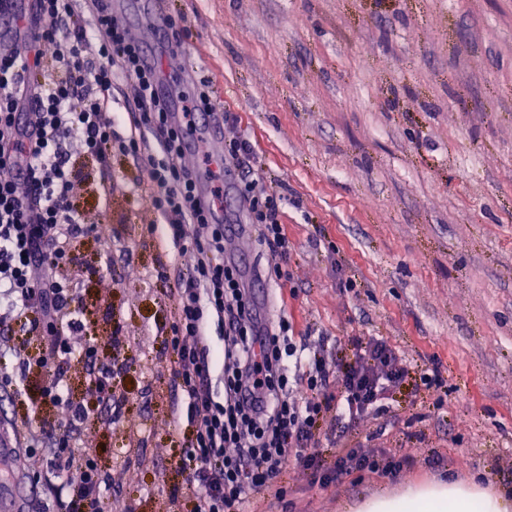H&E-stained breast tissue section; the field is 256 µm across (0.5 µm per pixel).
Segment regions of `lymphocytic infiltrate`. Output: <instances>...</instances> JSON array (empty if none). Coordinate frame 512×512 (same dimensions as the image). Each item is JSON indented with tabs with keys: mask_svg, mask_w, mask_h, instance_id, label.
<instances>
[{
	"mask_svg": "<svg viewBox=\"0 0 512 512\" xmlns=\"http://www.w3.org/2000/svg\"><path fill=\"white\" fill-rule=\"evenodd\" d=\"M118 73L132 85L138 110L129 136L118 132L120 116L112 110ZM156 83L155 70L142 64L140 42L108 0H93L87 18L74 0H34L30 24L16 29L13 43L0 42V348L41 382L40 406L17 422L28 442L44 448L47 469L60 480V512H105L110 481L84 441L112 397L116 367L100 361L99 351L127 342L118 329L106 344L91 339V321L76 305L78 284L67 276L83 264L76 242L88 230L85 211L73 203L76 188L85 184L104 196L118 188L76 167L77 154L103 165L116 154L140 159L139 189L178 249L177 262L162 266L157 278L174 290L166 344L174 384L189 401V451L175 465L197 487L192 512H247L252 493L280 483L293 464L327 481L399 470L403 459L384 448L341 447L330 462L310 452L324 417L348 424L385 414V395L407 374V361L383 339L352 337V358L344 362L325 343L296 342L286 315L260 318L224 255V226L200 197L183 127L172 121ZM252 153L247 140L224 142L225 166L241 172L235 190L256 243L271 258V276L286 280L288 199L255 173ZM213 323L222 329L219 364L208 334ZM17 327L25 341L12 342ZM77 352L88 381L75 398L69 372ZM217 375L224 382L220 401Z\"/></svg>",
	"mask_w": 512,
	"mask_h": 512,
	"instance_id": "lymphocytic-infiltrate-1",
	"label": "lymphocytic infiltrate"
}]
</instances>
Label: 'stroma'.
<instances>
[{
    "label": "stroma",
    "mask_w": 512,
    "mask_h": 512,
    "mask_svg": "<svg viewBox=\"0 0 512 512\" xmlns=\"http://www.w3.org/2000/svg\"><path fill=\"white\" fill-rule=\"evenodd\" d=\"M183 45L169 67L192 94L209 83L237 113L224 134L248 140L251 164L284 181L289 203L286 309L309 342L380 336L409 361L387 415L356 422L350 441L408 456L387 474L323 483L290 469L283 496L256 494L252 512H352L374 493L440 474L512 494V0H162ZM76 204L111 225L106 243H78L103 279L81 295L108 336H129L111 406L91 436L112 474L113 500L133 512H190L195 489L172 457L185 454L188 400L163 354L170 290L156 281L176 251L148 235L144 195ZM241 270L274 294L255 241ZM356 286H340L339 274ZM438 367L444 404L421 369ZM40 449H14L13 477L54 494Z\"/></svg>",
    "instance_id": "35a3bbf8"
}]
</instances>
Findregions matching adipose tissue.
<instances>
[{
    "label": "adipose tissue",
    "instance_id": "obj_1",
    "mask_svg": "<svg viewBox=\"0 0 512 512\" xmlns=\"http://www.w3.org/2000/svg\"><path fill=\"white\" fill-rule=\"evenodd\" d=\"M354 512H512V500L478 482L444 478L372 495Z\"/></svg>",
    "mask_w": 512,
    "mask_h": 512
}]
</instances>
